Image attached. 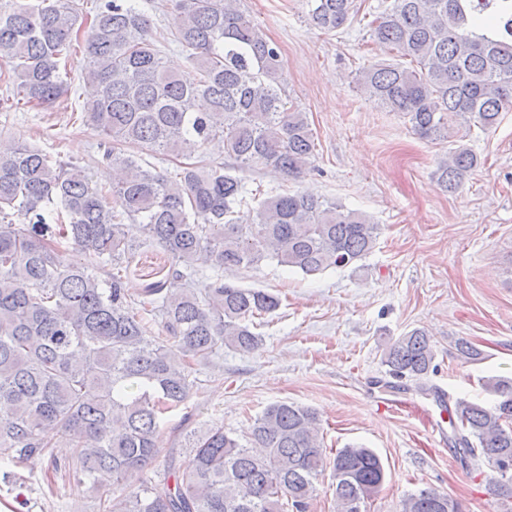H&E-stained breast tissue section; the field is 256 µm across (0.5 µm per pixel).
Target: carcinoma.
<instances>
[{
    "mask_svg": "<svg viewBox=\"0 0 512 512\" xmlns=\"http://www.w3.org/2000/svg\"><path fill=\"white\" fill-rule=\"evenodd\" d=\"M313 25L335 32L359 13L355 0H308ZM174 28L154 29L137 0H15L0 10V51L10 60L7 95L25 105L67 96L61 71L82 29L84 77L97 94L80 116L99 136L98 162L119 172L99 186L78 161L39 149L0 147V459L14 466L48 458V493L58 482L88 480L102 512H308L319 476L330 468L338 512H360L386 479L380 456L348 445L328 459L317 412L286 401L268 405L246 443L212 424L187 435L191 451L169 449L153 471L167 419L178 441L197 386L192 361L224 347L249 352L262 342L256 320L278 296L243 288L224 272L270 257L305 275L362 261L378 225L362 212L307 192L262 194L237 168H272L299 179L313 168L316 142L307 113L283 88L279 46L237 0H165ZM370 37L401 63L358 71L369 99L409 119L428 141L450 129L483 131L512 109V0H389L368 24ZM175 42L191 69L167 68L159 45ZM233 164L195 160L210 147ZM138 147L184 159L168 176L128 152ZM479 164L464 143L437 162L453 193ZM257 202L245 222L241 208ZM143 239L127 238L125 222ZM157 244L170 256L166 280L127 287L136 251ZM91 251L107 278L75 262ZM219 270L203 288L200 267ZM436 353L428 333L398 337L382 362L398 381L426 387ZM497 402L458 399L450 438L466 467L483 459L503 512H512V381L484 380ZM428 388V387H426ZM428 391L440 397V389ZM73 448L65 469L52 448ZM401 512H460L432 487L409 494Z\"/></svg>",
    "mask_w": 512,
    "mask_h": 512,
    "instance_id": "carcinoma-1",
    "label": "carcinoma"
}]
</instances>
